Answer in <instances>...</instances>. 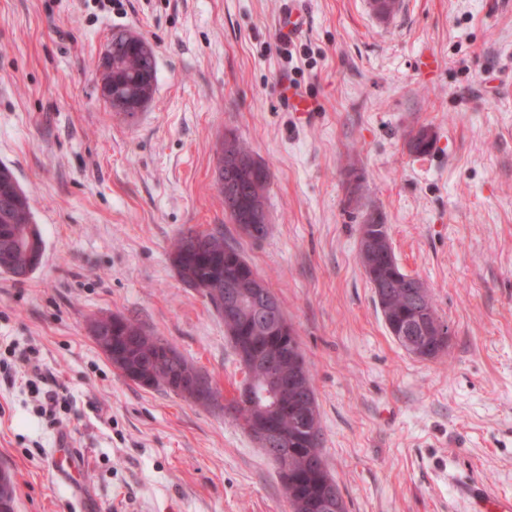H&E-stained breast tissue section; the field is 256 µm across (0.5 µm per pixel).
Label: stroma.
I'll return each instance as SVG.
<instances>
[{"label":"stroma","instance_id":"obj_1","mask_svg":"<svg viewBox=\"0 0 512 512\" xmlns=\"http://www.w3.org/2000/svg\"><path fill=\"white\" fill-rule=\"evenodd\" d=\"M117 31L155 55L132 120L100 92ZM289 80L313 121L289 111ZM228 132L269 169L259 241L224 214ZM0 164L46 246L28 279L0 274V361L37 348L74 401L50 420L0 381L15 512H288L275 463L224 416L243 378L224 322L171 261L181 232L218 228L298 334L348 512H466L474 480L512 497V0H399L386 19L370 0H0ZM374 214L449 327L439 359L386 328L358 258ZM112 314L173 344L220 403L124 378L89 331ZM62 444L75 490L48 465Z\"/></svg>","mask_w":512,"mask_h":512}]
</instances>
